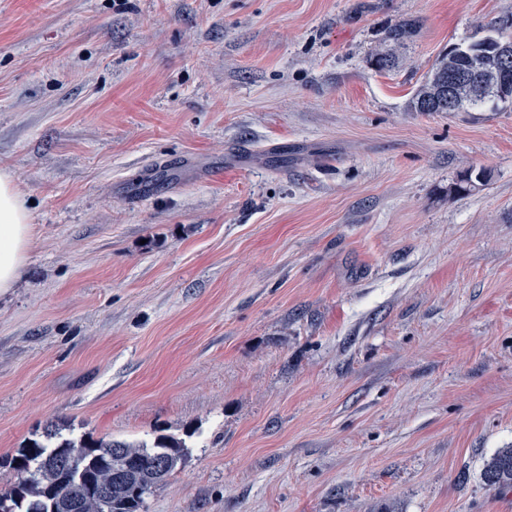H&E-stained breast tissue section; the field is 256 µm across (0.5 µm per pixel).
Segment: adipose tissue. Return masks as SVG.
I'll list each match as a JSON object with an SVG mask.
<instances>
[{"mask_svg": "<svg viewBox=\"0 0 512 512\" xmlns=\"http://www.w3.org/2000/svg\"><path fill=\"white\" fill-rule=\"evenodd\" d=\"M32 238L26 197L13 175L0 170V295L20 277Z\"/></svg>", "mask_w": 512, "mask_h": 512, "instance_id": "adipose-tissue-1", "label": "adipose tissue"}]
</instances>
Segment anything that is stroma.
<instances>
[{
  "instance_id": "stroma-1",
  "label": "stroma",
  "mask_w": 512,
  "mask_h": 512,
  "mask_svg": "<svg viewBox=\"0 0 512 512\" xmlns=\"http://www.w3.org/2000/svg\"><path fill=\"white\" fill-rule=\"evenodd\" d=\"M511 17L0 0V169L34 225L0 457L51 424L183 441L141 512H512L482 478L512 448V105L409 108Z\"/></svg>"
}]
</instances>
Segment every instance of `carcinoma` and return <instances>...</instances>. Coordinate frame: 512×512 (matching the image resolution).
Masks as SVG:
<instances>
[{
    "mask_svg": "<svg viewBox=\"0 0 512 512\" xmlns=\"http://www.w3.org/2000/svg\"><path fill=\"white\" fill-rule=\"evenodd\" d=\"M412 24L396 25L388 31V41L400 46L410 35ZM500 38L487 36L467 45H455L443 54L410 102L413 112L448 111V75L460 71L470 58L481 53L496 56ZM490 102L498 105L502 99L489 85L472 86L464 83L456 90L455 112H468ZM45 440L29 441L8 461L15 480L0 488V512H139L145 496L152 488H128L125 478L132 471H149L154 462L168 463L173 473L182 461L183 442L159 437L154 443L139 444L107 439L65 438L60 429L47 428ZM73 458L82 470V482L74 486V476L58 466V461ZM486 484L494 489H512V448L495 456L485 467ZM71 487L79 496L80 507L73 511L66 502L56 499L62 490Z\"/></svg>",
    "mask_w": 512,
    "mask_h": 512,
    "instance_id": "1",
    "label": "carcinoma"
}]
</instances>
